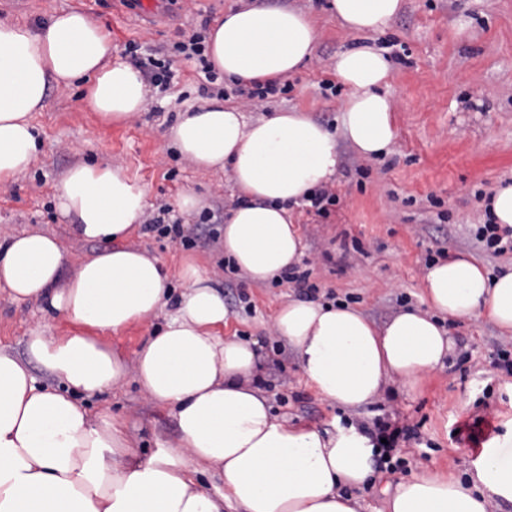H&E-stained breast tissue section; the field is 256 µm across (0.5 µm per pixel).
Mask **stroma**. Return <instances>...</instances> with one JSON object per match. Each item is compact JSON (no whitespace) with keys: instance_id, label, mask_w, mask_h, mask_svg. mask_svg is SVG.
I'll use <instances>...</instances> for the list:
<instances>
[{"instance_id":"1","label":"stroma","mask_w":512,"mask_h":512,"mask_svg":"<svg viewBox=\"0 0 512 512\" xmlns=\"http://www.w3.org/2000/svg\"><path fill=\"white\" fill-rule=\"evenodd\" d=\"M257 7L297 8L316 26L313 56L287 80V92L258 110L233 94L224 103L248 118L296 109L335 128L348 94L334 72L339 52L362 45L390 57L386 85L396 137L387 155L359 156L338 140L337 202L328 218L296 207L303 238L300 270L309 274L311 294L361 310L384 323L405 305L420 304L427 253L463 254L489 271L512 263V253L494 256L474 238L484 223L486 200L512 183V0H403V8L382 30L351 34L330 10V0H248ZM238 0H157L153 12L140 0H0V20L35 27L52 16L79 10L102 22L112 36L113 55L125 60V46L172 48L203 32L207 22L237 7ZM169 84L149 83L146 109L123 122L102 121L85 104L83 84L50 85L42 111L31 120L40 141L36 161L16 181L0 184V238L31 230L57 237L68 268L103 250L73 234L56 210V189L79 163L111 164L145 190V214L179 224L181 239L137 230L128 247L145 251L171 272L188 261L222 288L228 316L225 340H255L268 359L266 379L273 414L292 424L334 430L336 425L373 429L376 419L416 426L418 438L399 443L401 461L383 483L397 484L422 472L468 480L483 450L512 438V375L493 368L492 355L504 343L487 318L450 319L453 349L445 366L416 388L388 385L384 396L347 412L307 384L294 350L275 331V315L288 300L302 297L294 283L254 284L223 269V243L203 246L222 233L227 207L238 192L230 171L203 170L183 158L166 136L179 112L215 98L202 90L197 63L174 58ZM331 90H324V83ZM190 192L204 210L189 215L177 200ZM164 323L155 317L101 341L126 362L124 378L87 399L91 414L108 413L142 457L180 444L172 412L159 408L136 376V354ZM67 336L75 325L62 313H47L37 301H14L0 288V350L24 360L37 385L54 388L55 378L26 350L32 332ZM383 483L360 493L362 512H381Z\"/></svg>"}]
</instances>
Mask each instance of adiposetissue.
Returning <instances> with one entry per match:
<instances>
[{
	"instance_id": "1",
	"label": "adipose tissue",
	"mask_w": 512,
	"mask_h": 512,
	"mask_svg": "<svg viewBox=\"0 0 512 512\" xmlns=\"http://www.w3.org/2000/svg\"><path fill=\"white\" fill-rule=\"evenodd\" d=\"M344 28H382L402 0H331ZM317 31L309 15L246 4L219 17L207 52L227 82L286 80L311 58ZM387 57L366 45L339 53L336 74L349 94L340 127L331 130L299 111L247 120L238 108L210 99L179 113L167 137L202 168L230 169L242 204L224 221V253L250 281L265 283L298 263L302 237L294 207L331 183L336 139L361 156L386 154L395 138ZM89 85L87 107L107 121L143 112L141 72L112 56L104 24L80 11L37 27L0 20V182L17 179L38 154L33 113L51 84ZM145 191L120 168L81 163L68 170L56 196L61 218L78 237L111 246L62 279L66 253L33 231L0 242V284L18 301L37 300L65 312L68 336L32 333L30 354L58 380L38 389L28 368L0 351V512H359L357 493L379 477L367 438L356 426L329 433L276 421L263 389L257 342L228 341L224 294L199 267L184 263L180 293L157 258L118 247L139 226ZM164 315L165 323L137 354L140 385L173 412L184 447L142 462L122 432L92 416L83 398L103 393L125 363L99 334ZM486 317L512 334V266L494 274L454 255L431 265L418 307L384 324L360 310L293 299L276 314L278 336L296 352L310 387L350 410L377 400L389 381L414 386L444 366L452 342L447 318ZM214 467L219 496L201 489L196 467ZM512 503V446L485 448L470 483L421 474L387 492L382 512H488Z\"/></svg>"
}]
</instances>
